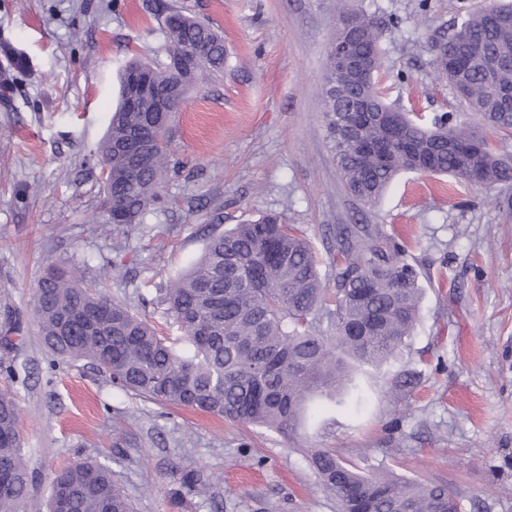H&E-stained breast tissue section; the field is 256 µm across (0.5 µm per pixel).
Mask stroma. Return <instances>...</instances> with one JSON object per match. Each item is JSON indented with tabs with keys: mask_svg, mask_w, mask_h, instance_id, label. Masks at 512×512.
<instances>
[{
	"mask_svg": "<svg viewBox=\"0 0 512 512\" xmlns=\"http://www.w3.org/2000/svg\"><path fill=\"white\" fill-rule=\"evenodd\" d=\"M351 0L382 38L389 102L433 116L456 98L436 41L486 0ZM182 9L224 36V73L191 90L169 121L176 168L143 224H92L102 207L95 151L131 58L165 60L164 20ZM336 0H0V392L21 415L36 477L26 512H47L52 477L110 466L134 512H338L306 451L359 470L443 483L460 512H512V186L399 175L365 207L325 140L322 76ZM24 69H16V61ZM283 214L332 271L340 224H377L405 246L423 290L415 327L389 362L316 394L294 438L113 387L84 360L52 367L29 312L45 268L62 266L176 336L165 293L213 234ZM201 472L207 493L183 473Z\"/></svg>",
	"mask_w": 512,
	"mask_h": 512,
	"instance_id": "35a3bbf8",
	"label": "stroma"
}]
</instances>
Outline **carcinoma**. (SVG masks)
<instances>
[{"mask_svg":"<svg viewBox=\"0 0 512 512\" xmlns=\"http://www.w3.org/2000/svg\"><path fill=\"white\" fill-rule=\"evenodd\" d=\"M356 52L368 56L363 79L323 75V122L337 170L349 192L376 204L404 171L448 174L460 184L488 188L512 183V159L491 148L484 130L512 136V112L501 111L497 89L512 88V65H502L493 83L484 59L512 58V0H494L460 21L436 46L439 75L448 78L462 112L427 119L386 102L378 84L382 49L374 22L353 12ZM166 60L159 66L130 60L96 154L103 173L105 203L92 219L101 227L141 224L169 173L162 124L139 167L126 152L129 135L149 117L128 104L129 78L170 98L177 109L187 92L224 71V37L181 10L165 17ZM201 44L204 59L180 67L187 48ZM368 102L370 121L363 145L343 133L350 106ZM333 286L323 281L314 249L276 214L232 227L208 240L200 258L171 281L165 301L189 348L176 349L143 317L93 286L50 267L32 294V312L45 347L60 364L89 360L112 385L157 403L203 411L241 425L287 433L313 393L333 390L346 376L344 357L377 364L410 335L420 305L418 273L405 249L376 226L336 228ZM326 321L329 334L315 323ZM20 410L14 396L0 392V476L12 488L0 493V512H23L33 478L22 461ZM318 480L336 494L339 512L356 493L372 512H445L448 486L404 480L380 472L362 474L328 448H309ZM68 495L67 512H132V504L98 461L73 464L51 481L49 512Z\"/></svg>","mask_w":512,"mask_h":512,"instance_id":"obj_1","label":"carcinoma"}]
</instances>
